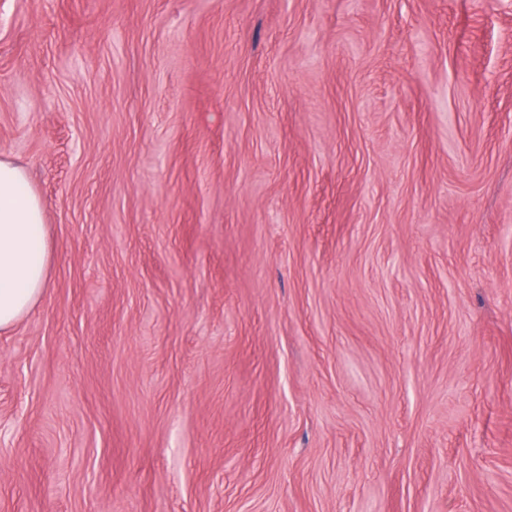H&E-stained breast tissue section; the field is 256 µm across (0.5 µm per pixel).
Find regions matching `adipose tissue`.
I'll return each mask as SVG.
<instances>
[{
	"label": "adipose tissue",
	"mask_w": 512,
	"mask_h": 512,
	"mask_svg": "<svg viewBox=\"0 0 512 512\" xmlns=\"http://www.w3.org/2000/svg\"><path fill=\"white\" fill-rule=\"evenodd\" d=\"M44 226V206L25 168L0 156V332L43 295L51 259Z\"/></svg>",
	"instance_id": "ef3b65f1"
}]
</instances>
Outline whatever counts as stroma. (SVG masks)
<instances>
[{"label":"stroma","mask_w":512,"mask_h":512,"mask_svg":"<svg viewBox=\"0 0 512 512\" xmlns=\"http://www.w3.org/2000/svg\"><path fill=\"white\" fill-rule=\"evenodd\" d=\"M0 155V512H512V0H0ZM44 226L27 171L0 156V332L13 328L46 288L51 256Z\"/></svg>","instance_id":"obj_1"}]
</instances>
